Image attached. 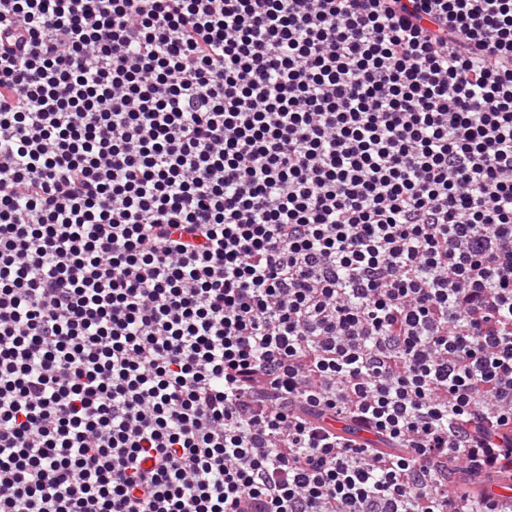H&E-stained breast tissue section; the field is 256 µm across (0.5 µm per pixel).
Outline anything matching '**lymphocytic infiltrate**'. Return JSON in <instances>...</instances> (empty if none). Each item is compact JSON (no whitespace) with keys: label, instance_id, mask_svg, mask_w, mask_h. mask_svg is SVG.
I'll return each instance as SVG.
<instances>
[{"label":"lymphocytic infiltrate","instance_id":"lymphocytic-infiltrate-1","mask_svg":"<svg viewBox=\"0 0 512 512\" xmlns=\"http://www.w3.org/2000/svg\"><path fill=\"white\" fill-rule=\"evenodd\" d=\"M507 473L512 0H0V512Z\"/></svg>","mask_w":512,"mask_h":512}]
</instances>
